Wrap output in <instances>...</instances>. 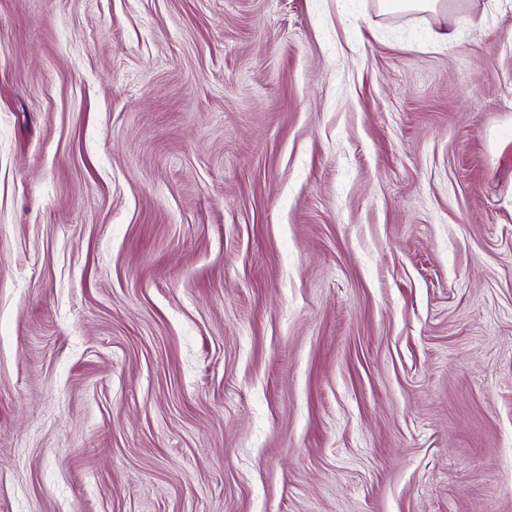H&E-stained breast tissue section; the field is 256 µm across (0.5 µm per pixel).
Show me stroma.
<instances>
[{
    "instance_id": "stroma-1",
    "label": "stroma",
    "mask_w": 512,
    "mask_h": 512,
    "mask_svg": "<svg viewBox=\"0 0 512 512\" xmlns=\"http://www.w3.org/2000/svg\"><path fill=\"white\" fill-rule=\"evenodd\" d=\"M0 512H512V0H0ZM381 3L390 11H444L446 2L440 0H383Z\"/></svg>"
}]
</instances>
